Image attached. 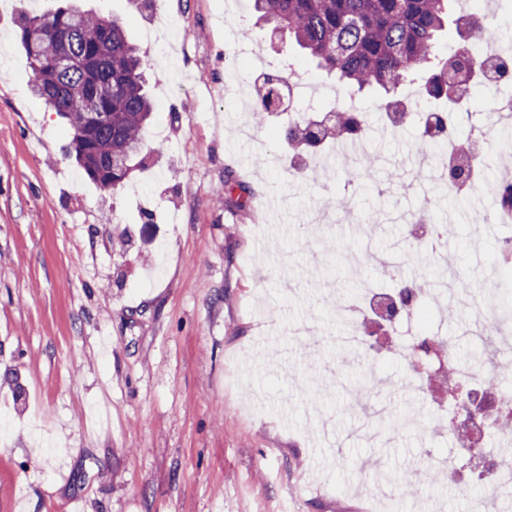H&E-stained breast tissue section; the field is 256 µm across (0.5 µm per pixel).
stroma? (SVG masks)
<instances>
[{
    "instance_id": "35a3bbf8",
    "label": "stroma",
    "mask_w": 512,
    "mask_h": 512,
    "mask_svg": "<svg viewBox=\"0 0 512 512\" xmlns=\"http://www.w3.org/2000/svg\"><path fill=\"white\" fill-rule=\"evenodd\" d=\"M61 0H0V411L12 424L0 445V512H472L485 488L458 490L435 462L447 435L396 433L376 422L348 433L350 385L383 379L369 395L390 415L431 416L430 398L403 390L404 360L380 343L372 362H345L331 301L362 283L392 289L367 251L404 240L405 210L425 216L439 158L423 144L420 116L448 101L415 99L403 127L386 129L379 90L356 104L377 156L368 182L350 184L340 160L299 171L283 133L287 111L256 126L252 59L290 57L317 81L319 108L339 107L337 83L286 35L258 22L250 0H82L122 21L139 47L152 127L124 185L103 189L66 152L72 134L31 91L33 71L16 39L26 16ZM189 39L174 48L191 80L170 79L143 29L166 21ZM243 55L236 69L226 61ZM240 190L216 201L225 184ZM279 205L267 209L265 201ZM481 196L461 191L432 214L472 297L512 291L499 209L472 220ZM375 215L372 223L362 222ZM453 296L427 302L418 336L454 342L465 363L485 349L449 317ZM419 471L424 493L385 499L358 491L359 464Z\"/></svg>"
}]
</instances>
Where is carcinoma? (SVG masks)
<instances>
[{
	"label": "carcinoma",
	"mask_w": 512,
	"mask_h": 512,
	"mask_svg": "<svg viewBox=\"0 0 512 512\" xmlns=\"http://www.w3.org/2000/svg\"><path fill=\"white\" fill-rule=\"evenodd\" d=\"M451 0H253L255 11L288 32L318 66L335 75L342 88H379L386 110L397 109V90L421 86V95L459 97V74L483 70V55L471 44L479 41L487 53L497 48L498 33L483 20L455 19L467 37L447 59L439 58L440 33L448 21ZM33 69V94L65 118L72 130L71 153L86 175L103 188L126 179L144 148L152 114L142 58L122 23L81 9L77 3L58 8L50 17H32L18 33ZM66 54L69 67L53 61ZM112 86V94L105 88ZM278 78L264 80V92L253 111L257 124L274 110ZM342 130L355 126L348 140L368 136L365 116L343 113ZM285 138L291 146H310L319 132L296 125ZM442 400L454 404L460 385L453 375L438 379Z\"/></svg>",
	"instance_id": "carcinoma-1"
}]
</instances>
